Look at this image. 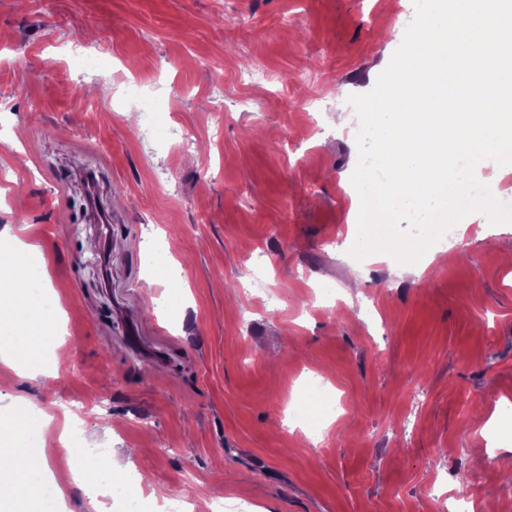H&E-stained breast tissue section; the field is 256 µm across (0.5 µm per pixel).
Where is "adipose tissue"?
Returning <instances> with one entry per match:
<instances>
[{
  "mask_svg": "<svg viewBox=\"0 0 512 512\" xmlns=\"http://www.w3.org/2000/svg\"><path fill=\"white\" fill-rule=\"evenodd\" d=\"M57 319V308L36 303L13 270L0 267V363L12 365L17 354L28 375L42 376L44 351ZM30 428L28 416L22 412L15 415L9 432L0 437V455L13 460L12 465L0 466V512H31L30 503L42 500L40 479L47 473L49 456L72 452L73 438L65 430L56 449L29 448L23 435Z\"/></svg>",
  "mask_w": 512,
  "mask_h": 512,
  "instance_id": "adipose-tissue-1",
  "label": "adipose tissue"
}]
</instances>
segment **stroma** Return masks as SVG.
Listing matches in <instances>:
<instances>
[{"label": "stroma", "instance_id": "stroma-1", "mask_svg": "<svg viewBox=\"0 0 512 512\" xmlns=\"http://www.w3.org/2000/svg\"><path fill=\"white\" fill-rule=\"evenodd\" d=\"M414 13L0 0V232L20 241L8 262H36L38 299L62 304L64 338L48 382L10 373L0 428L25 401L54 415L53 442L83 408L78 446L131 454L113 481L150 474L154 505L189 512L216 492L228 512H444L464 482L478 512H512V224L474 214L420 276L331 246L357 234L347 98L372 90ZM254 67L275 82H244ZM91 170L107 239L84 207ZM312 388L336 412L297 423ZM485 425L498 451L480 464Z\"/></svg>", "mask_w": 512, "mask_h": 512}]
</instances>
